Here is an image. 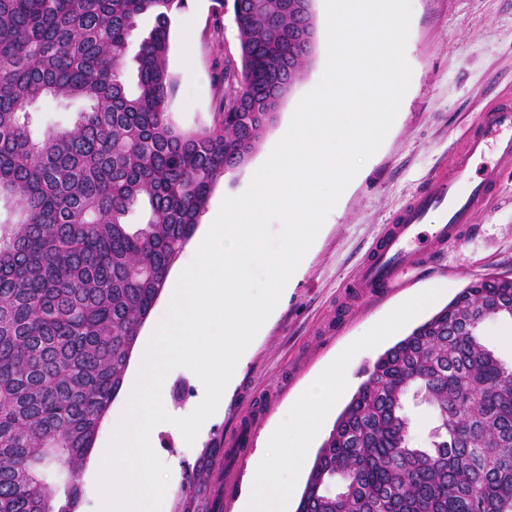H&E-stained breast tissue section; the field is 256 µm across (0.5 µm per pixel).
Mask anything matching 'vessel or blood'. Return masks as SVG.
I'll return each mask as SVG.
<instances>
[{
	"label": "vessel or blood",
	"instance_id": "1",
	"mask_svg": "<svg viewBox=\"0 0 512 512\" xmlns=\"http://www.w3.org/2000/svg\"><path fill=\"white\" fill-rule=\"evenodd\" d=\"M512 170V94L492 99L477 126L425 187L392 217L371 246L354 287L367 294L400 286L479 209Z\"/></svg>",
	"mask_w": 512,
	"mask_h": 512
}]
</instances>
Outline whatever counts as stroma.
Masks as SVG:
<instances>
[{
    "label": "stroma",
    "instance_id": "obj_1",
    "mask_svg": "<svg viewBox=\"0 0 512 512\" xmlns=\"http://www.w3.org/2000/svg\"><path fill=\"white\" fill-rule=\"evenodd\" d=\"M188 6L192 26L173 23L168 65L176 90L169 109L178 124L193 128L212 123L220 109L224 66L240 65L241 59L231 16L215 15L214 0H189ZM405 57L412 75L394 125L327 214L302 258V273L254 340L228 404L190 445L173 427L157 426L152 447L171 471L165 512H180L183 484L219 437L224 440V512H239L248 463L264 435L332 360L345 358L349 382L324 416L328 428L362 383L363 370L413 328L404 323L397 334L360 347L376 322L435 284H442L444 292L419 314V321L429 319L474 279L512 276L510 174L494 203L444 247L434 267L379 297L352 286L395 212L447 162L489 98L512 89V0H412ZM326 61L327 42L321 37L273 127L248 163L217 183L207 213H218L225 197L246 191L254 170L282 138L299 100L319 83ZM203 397L193 371L178 367L168 373L162 395L168 413L195 407Z\"/></svg>",
    "mask_w": 512,
    "mask_h": 512
}]
</instances>
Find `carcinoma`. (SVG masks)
<instances>
[{
	"label": "carcinoma",
	"instance_id": "obj_1",
	"mask_svg": "<svg viewBox=\"0 0 512 512\" xmlns=\"http://www.w3.org/2000/svg\"><path fill=\"white\" fill-rule=\"evenodd\" d=\"M216 2L241 68L224 67L213 123L184 129L168 112V55L185 0H0V512H78L84 464L172 265L307 62L288 58L290 0ZM48 98L85 108L35 139ZM502 281L470 282L378 356L296 512H512V366L480 338L486 320L512 319ZM410 392L433 410L423 447ZM210 453L183 512H215L224 449Z\"/></svg>",
	"mask_w": 512,
	"mask_h": 512
}]
</instances>
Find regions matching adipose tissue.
I'll use <instances>...</instances> for the list:
<instances>
[{"label": "adipose tissue", "mask_w": 512, "mask_h": 512, "mask_svg": "<svg viewBox=\"0 0 512 512\" xmlns=\"http://www.w3.org/2000/svg\"><path fill=\"white\" fill-rule=\"evenodd\" d=\"M346 383V361L340 358L282 415L278 431L265 437L264 452L250 463L241 512H285L295 493L294 477L322 429L323 414Z\"/></svg>", "instance_id": "1"}]
</instances>
